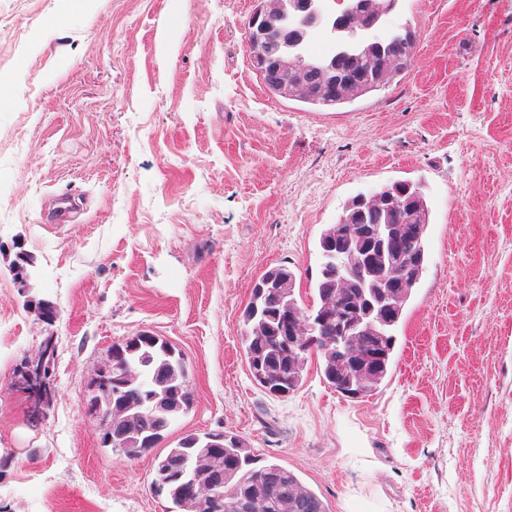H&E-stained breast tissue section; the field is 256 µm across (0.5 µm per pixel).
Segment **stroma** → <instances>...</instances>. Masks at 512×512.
I'll use <instances>...</instances> for the list:
<instances>
[{
  "label": "stroma",
  "mask_w": 512,
  "mask_h": 512,
  "mask_svg": "<svg viewBox=\"0 0 512 512\" xmlns=\"http://www.w3.org/2000/svg\"><path fill=\"white\" fill-rule=\"evenodd\" d=\"M257 7L0 0V512H168L155 452L103 446L87 411L142 331L194 395L164 448L238 435L329 512H512V0H399L375 33L410 28L411 67L335 107L266 90ZM396 181L424 184L431 224L392 376L351 399L312 359L269 394L241 345L255 281L284 264L308 294L323 226ZM49 339L36 416L14 381Z\"/></svg>",
  "instance_id": "35a3bbf8"
}]
</instances>
